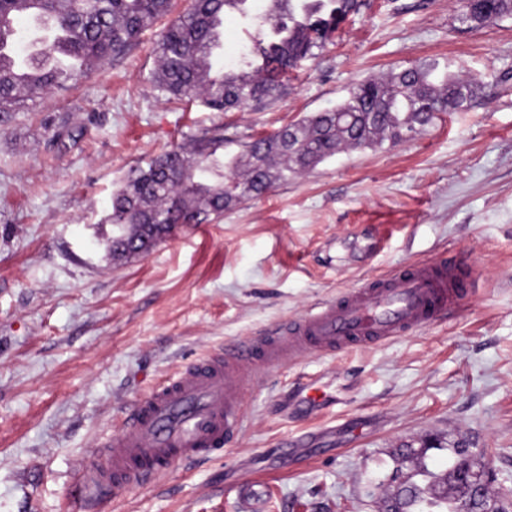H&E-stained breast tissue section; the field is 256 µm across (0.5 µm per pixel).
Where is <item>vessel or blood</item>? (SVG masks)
<instances>
[{
	"mask_svg": "<svg viewBox=\"0 0 512 512\" xmlns=\"http://www.w3.org/2000/svg\"><path fill=\"white\" fill-rule=\"evenodd\" d=\"M474 286L460 267L423 260L186 366L138 402L123 432L103 445L102 465L83 469L77 508L154 480L177 464L221 456L242 431V390L257 376L311 351L345 352L430 328ZM239 494L245 512H263V484L243 480Z\"/></svg>",
	"mask_w": 512,
	"mask_h": 512,
	"instance_id": "1",
	"label": "vessel or blood"
}]
</instances>
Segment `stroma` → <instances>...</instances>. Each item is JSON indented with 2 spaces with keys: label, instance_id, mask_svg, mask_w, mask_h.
Segmentation results:
<instances>
[{
  "label": "stroma",
  "instance_id": "obj_1",
  "mask_svg": "<svg viewBox=\"0 0 512 512\" xmlns=\"http://www.w3.org/2000/svg\"><path fill=\"white\" fill-rule=\"evenodd\" d=\"M259 109L182 111L153 84L157 28L66 91L0 116V512H70L83 467L135 404L184 366L431 258L479 282L437 325L257 377L221 458L99 501L91 512H239L245 477L267 512H381L407 448L448 463L486 453L512 495V16L478 30L460 0H372ZM436 60L478 75L467 112L413 139L344 152L258 199L115 260L111 198L126 170L223 125L270 132L353 82ZM76 138H56L61 126ZM318 380L336 402L305 416Z\"/></svg>",
  "mask_w": 512,
  "mask_h": 512
}]
</instances>
